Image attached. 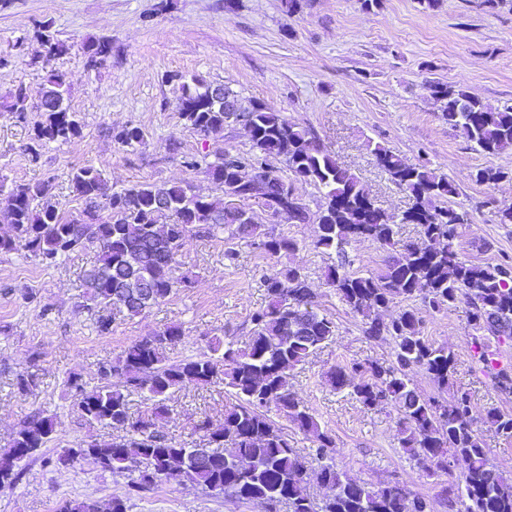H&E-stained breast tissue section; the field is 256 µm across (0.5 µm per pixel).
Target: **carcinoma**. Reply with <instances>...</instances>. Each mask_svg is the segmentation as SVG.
Returning <instances> with one entry per match:
<instances>
[{
    "instance_id": "1",
    "label": "carcinoma",
    "mask_w": 512,
    "mask_h": 512,
    "mask_svg": "<svg viewBox=\"0 0 512 512\" xmlns=\"http://www.w3.org/2000/svg\"><path fill=\"white\" fill-rule=\"evenodd\" d=\"M35 34L44 49L43 61L64 51L50 26H39ZM111 51L105 41L86 45L87 65H97ZM212 89L196 78L182 82L185 99L177 101V108L185 125L203 137L234 123L247 129L251 152H226L205 163V172L224 197L239 201V208L231 211L223 200L201 196L183 182L137 183L115 190L99 170L85 166L71 179L72 192L83 202L79 217L71 219L52 205L38 203L45 184L8 187L1 179L0 207L12 233L0 236V252L22 249L52 266L65 255L94 246L97 259L83 274L90 300L102 309L136 316L178 289L191 287L189 277L176 276V261L193 236L226 232L228 239L246 241L269 257L297 251V241L264 232L255 223L250 193L266 198L270 206L285 211L284 222L318 225L314 248L337 257L325 268L326 284L362 317L367 337L394 340L392 363H355L349 371L333 367L326 373L330 385L351 389L368 408L393 403L399 415L400 447L421 464L446 473L458 471L448 512H512V480L488 461L469 393L457 389L441 401L424 397L414 383L412 373L421 369L439 387H453V354L425 338L421 317L412 307L388 321L379 318L397 299L418 298L438 312L463 301L479 362L485 364L493 356L488 337L512 339V264L474 263L458 248L459 229L471 218L448 204L457 195L456 185L425 164H409L393 151L375 146L379 166L413 198L397 221L374 203L359 177L339 164L310 130L262 102L245 105L226 87L220 96ZM427 89L440 103L441 118L474 148L487 154L512 150V106L493 107L461 86L440 81L429 82ZM69 97L67 75L50 69L40 102L31 103L26 87L19 85L11 93L8 111L21 122L34 110L41 113L33 127L37 144L67 143L81 132ZM113 138L134 151L144 144L145 133L139 126L126 125L113 132ZM270 158L280 160L294 178L321 193L324 204L318 212L310 213L292 195V185L269 167ZM471 178L494 185L512 179V171L486 167ZM400 223L416 225L423 243L397 238ZM353 240H370L387 249L385 269L378 274L348 270L346 246ZM262 286L268 302L251 314L248 343L242 348L217 342L207 353L171 360L167 350L181 339V329L173 325L143 337L102 365L100 374L108 383L88 390L79 380H71L86 422L127 435L77 442L63 454L103 459L111 472L135 474L130 487L136 492L184 479L228 501L278 502L288 505L289 512H431L425 498L397 482L373 487L337 470L330 456L333 438L288 382L292 369L334 340L336 323L315 308L311 282L300 268L266 275ZM111 378L121 385H112ZM218 381L228 388L233 402L224 410L223 424L206 427L205 448L173 443L155 430L153 421L135 419L129 411L131 390L146 394L158 418L166 413L165 402L174 391ZM273 409L315 438L318 479L332 490L322 501L307 493L304 462L288 434L270 418ZM483 422L512 439V411L492 407ZM54 430L53 419L40 414L24 422L8 451L0 454V485L16 482L19 464L45 447ZM57 512H104V507L90 498L66 499Z\"/></svg>"
}]
</instances>
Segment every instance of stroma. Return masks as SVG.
Segmentation results:
<instances>
[{
  "label": "stroma",
  "mask_w": 512,
  "mask_h": 512,
  "mask_svg": "<svg viewBox=\"0 0 512 512\" xmlns=\"http://www.w3.org/2000/svg\"><path fill=\"white\" fill-rule=\"evenodd\" d=\"M295 14L283 0H0V177L11 183H45L47 200L65 215L78 214L72 193L75 169H99L110 186L190 183L218 196L204 170L183 166L182 156L250 151L241 125L204 138L177 111L179 78L226 85L248 100L264 102L289 121L311 129L344 167L354 172L376 204L401 215L413 203L378 165L381 145L410 163L429 162L457 187L454 201L467 210L469 227L458 245L473 262L512 261V225L497 223L498 207L512 204V180L478 184L473 172L485 167L512 170V151L488 155L476 150L442 120L427 85L464 86L492 106L512 105V0H437L425 9L418 0H380L368 10L362 0H300ZM49 23L66 52L50 65L40 61L34 36ZM106 40L112 54L101 65L85 64L83 48ZM66 72L70 106L81 135L51 142L31 155L32 121L17 122L6 106L18 85L39 96L47 68ZM132 124L146 132L137 151L124 150L113 130ZM178 153H171L170 143ZM253 212L266 230L296 240L295 253L268 257L253 247L218 237L190 238L177 257V272L192 287L137 316L113 313L109 332L98 327L99 312L86 297L83 273L96 247L48 267L25 251L0 253V451L30 416L53 418L55 431L35 459L21 462L16 483L0 485V512H56L62 500L108 502L127 497L128 512H265L256 503L228 502L201 486L170 481L144 496H129L128 473L102 470L93 460L64 466L62 449L82 440H108L113 431L89 425L68 388L69 377L86 387L101 383L99 369L143 337L181 327L171 359L207 351L214 340L243 345L250 316L267 303L261 278L293 265L312 283L319 309L336 324V338L291 370L289 385L334 438L332 457L347 477L377 485L404 484L426 498L433 512H448L452 475L419 465L398 440V415L388 404L362 406L349 390H337L325 374L334 366L389 363L390 338L364 336L362 321L328 288V255L312 246L315 224L272 223L261 207ZM235 249V260L224 253ZM424 336L444 345L456 362L455 388L469 392L472 414L512 410V393L484 371L472 352L468 307L436 312L415 302ZM28 380L20 389V380ZM230 403L223 384L176 391L156 427L170 441L198 448L204 426L224 421Z\"/></svg>",
  "instance_id": "35a3bbf8"
}]
</instances>
